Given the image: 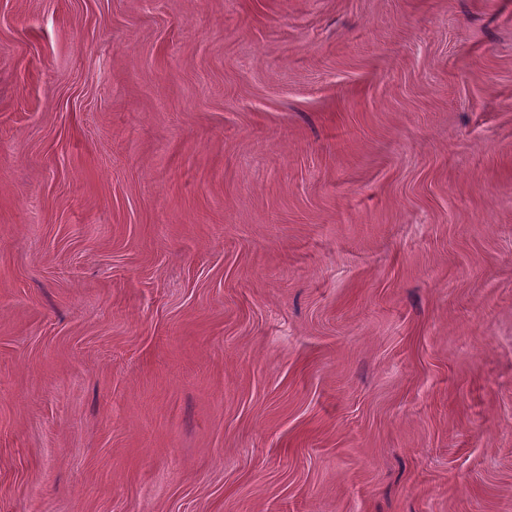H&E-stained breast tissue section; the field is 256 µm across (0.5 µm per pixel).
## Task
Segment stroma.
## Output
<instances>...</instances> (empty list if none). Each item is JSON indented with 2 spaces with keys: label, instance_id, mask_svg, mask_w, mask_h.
Masks as SVG:
<instances>
[{
  "label": "stroma",
  "instance_id": "obj_1",
  "mask_svg": "<svg viewBox=\"0 0 512 512\" xmlns=\"http://www.w3.org/2000/svg\"><path fill=\"white\" fill-rule=\"evenodd\" d=\"M0 512H512V0H0Z\"/></svg>",
  "mask_w": 512,
  "mask_h": 512
}]
</instances>
